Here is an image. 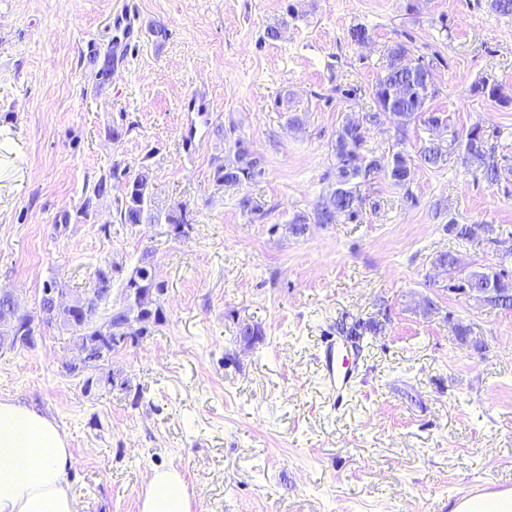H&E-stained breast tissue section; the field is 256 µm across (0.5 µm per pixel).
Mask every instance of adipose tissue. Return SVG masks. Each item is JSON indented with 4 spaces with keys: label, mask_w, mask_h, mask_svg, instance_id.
Segmentation results:
<instances>
[{
    "label": "adipose tissue",
    "mask_w": 512,
    "mask_h": 512,
    "mask_svg": "<svg viewBox=\"0 0 512 512\" xmlns=\"http://www.w3.org/2000/svg\"><path fill=\"white\" fill-rule=\"evenodd\" d=\"M71 464L72 451L52 417L0 399V512H78ZM141 512H191L183 475L154 470Z\"/></svg>",
    "instance_id": "obj_1"
}]
</instances>
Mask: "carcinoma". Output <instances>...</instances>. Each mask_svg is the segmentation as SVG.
<instances>
[{"label":"carcinoma","instance_id":"carcinoma-1","mask_svg":"<svg viewBox=\"0 0 512 512\" xmlns=\"http://www.w3.org/2000/svg\"><path fill=\"white\" fill-rule=\"evenodd\" d=\"M409 49L406 44L396 42L387 47V64L377 78L374 98L377 111L349 115L336 131L332 145L335 156L337 188L327 201L316 211L319 224H333L336 215L341 214L352 220L358 215L362 199L356 192L357 180H368L375 175H383L395 186L403 187L410 183L416 165L438 168L447 163L453 153H458L460 163L466 168L480 171L490 184L500 180V169L494 162L496 147L488 145V136L483 127L479 134L470 138L473 129L463 133L452 132L448 143L430 142L420 149L417 158H412L403 150H394L387 157L367 158L362 153L368 131L379 124V115L389 110L398 127L421 123L429 126L442 121L434 112L428 111L426 103L434 94L431 70L410 75V63L406 62ZM239 165L216 169L217 181L229 185H241L255 175L257 161L249 159L245 150L238 152ZM188 205L179 202L167 211L157 210L152 192L149 172L143 171L127 181V193L117 212L122 224L170 225L174 235L185 237L191 229L187 219ZM493 277L497 287L505 290L503 298L508 300L507 310L512 311V271L471 272L462 280L470 288L482 286L485 278ZM112 293V269L98 268L94 273L93 287L75 304L51 308L40 302L31 311L25 312L22 323L45 322L61 332L69 334L72 347L86 354L87 368L78 373L83 378L82 390L95 388L110 390L119 385L130 387L129 381L116 382L115 374L107 363H98L96 359L106 353L118 352L120 348L112 343V337L119 336L130 342L147 335L151 328L160 324L164 313L159 304L164 293V284L157 280L152 265L143 262L134 267L121 283V295L134 294L138 305L126 309L121 305L102 307ZM385 330V324L379 320H357L350 324L341 323L340 333L353 336L359 342L368 336H379Z\"/></svg>","mask_w":512,"mask_h":512}]
</instances>
